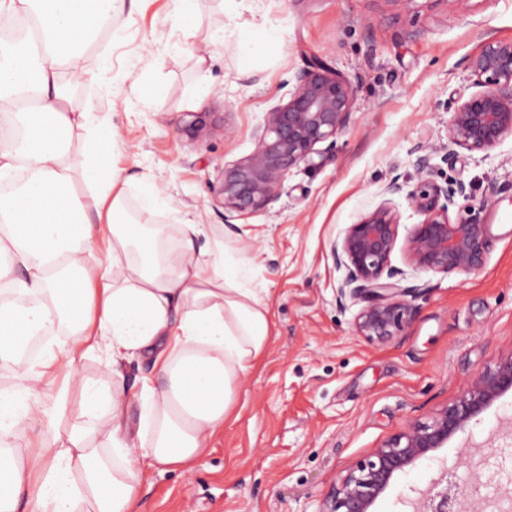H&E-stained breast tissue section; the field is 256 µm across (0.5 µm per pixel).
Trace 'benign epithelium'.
I'll return each mask as SVG.
<instances>
[{
	"mask_svg": "<svg viewBox=\"0 0 512 512\" xmlns=\"http://www.w3.org/2000/svg\"><path fill=\"white\" fill-rule=\"evenodd\" d=\"M467 70L483 90L461 103L448 122V145L416 148L418 181L409 191L394 179L383 189L387 199L362 214L332 247L336 266L345 270L337 288L341 300H362L354 316L358 335L373 344H387L402 335L416 315L406 300L415 292L402 288L403 271L391 265L401 220L392 196L406 194L421 217L403 243L409 265L434 274L479 272L490 248L486 222L488 202L476 201L465 183L439 184L431 178L432 160L454 163L456 148L485 152L512 137V40L490 37L468 60ZM298 88L287 104L266 114L257 131L254 152L224 171L219 190L224 210L249 214L264 209L278 196L284 176L307 161L319 143L333 139L351 121L355 91L350 79L320 61L297 76ZM463 198L456 218L449 205ZM512 392V351L493 368L476 372L467 390L442 407L428 423H417L390 438L371 455L339 476L321 512H370L394 479L430 452L465 431L496 400ZM460 485L456 471L443 469L422 493L415 512H484L475 500L478 473Z\"/></svg>",
	"mask_w": 512,
	"mask_h": 512,
	"instance_id": "obj_1",
	"label": "benign epithelium"
}]
</instances>
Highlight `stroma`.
Wrapping results in <instances>:
<instances>
[{
  "instance_id": "stroma-1",
  "label": "stroma",
  "mask_w": 512,
  "mask_h": 512,
  "mask_svg": "<svg viewBox=\"0 0 512 512\" xmlns=\"http://www.w3.org/2000/svg\"><path fill=\"white\" fill-rule=\"evenodd\" d=\"M178 6L127 0L87 52L93 67L108 54L110 69L72 87L68 106L111 115L129 213L156 184L178 210L144 213V223L163 226L174 245L188 212L246 263L251 286L267 291L270 338L205 458L188 473L153 474L144 512H318L339 475L430 421L474 373L512 351L511 138L436 164L434 180L463 181L488 201V258L470 275L422 273L395 248L391 263L405 270L401 285L413 289L417 313L393 342L357 334L358 307H341L344 273L331 253L391 179L413 188L417 146L447 144L453 111L478 91L468 59L486 38L512 39V0H415L408 10L398 0H198L197 37L211 42L201 68L175 27ZM246 40L261 52L243 54ZM316 59L351 80L350 124L292 168L265 209L225 220V169L255 150L267 112L288 102ZM195 112L206 123L191 135ZM467 450L489 461L480 496L512 487V393L400 474L372 512H413L443 468L469 479L459 464Z\"/></svg>"
}]
</instances>
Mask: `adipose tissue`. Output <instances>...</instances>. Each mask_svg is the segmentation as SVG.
Here are the masks:
<instances>
[{"label":"adipose tissue","instance_id":"ef3b65f1","mask_svg":"<svg viewBox=\"0 0 512 512\" xmlns=\"http://www.w3.org/2000/svg\"><path fill=\"white\" fill-rule=\"evenodd\" d=\"M124 6L0 0V14L33 21L24 39L0 41V181L29 173L0 194V370L14 381L0 392V512H143L148 475L192 470L270 335L268 307L224 243L197 247L206 228L188 217L174 246L135 223L118 172L103 168L117 127L67 107L69 87L92 76L94 22ZM35 336L41 352L21 359ZM95 352L112 365L106 393L78 369ZM136 357L151 372L135 392L124 369ZM74 411L86 426L63 429Z\"/></svg>","mask_w":512,"mask_h":512}]
</instances>
